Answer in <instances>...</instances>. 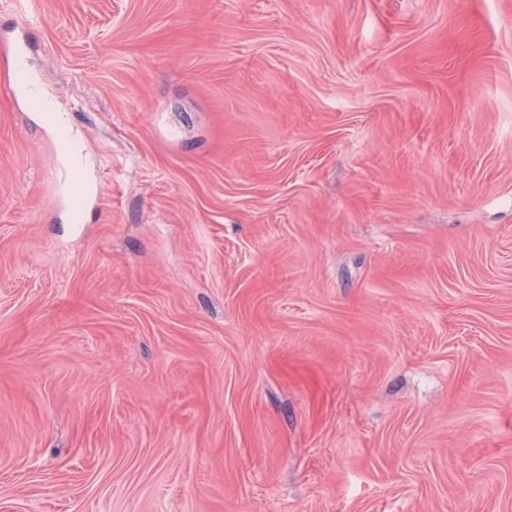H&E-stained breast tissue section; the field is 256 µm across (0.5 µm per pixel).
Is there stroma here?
<instances>
[{
	"label": "stroma",
	"instance_id": "obj_1",
	"mask_svg": "<svg viewBox=\"0 0 512 512\" xmlns=\"http://www.w3.org/2000/svg\"><path fill=\"white\" fill-rule=\"evenodd\" d=\"M29 8L0 512H512V0Z\"/></svg>",
	"mask_w": 512,
	"mask_h": 512
}]
</instances>
